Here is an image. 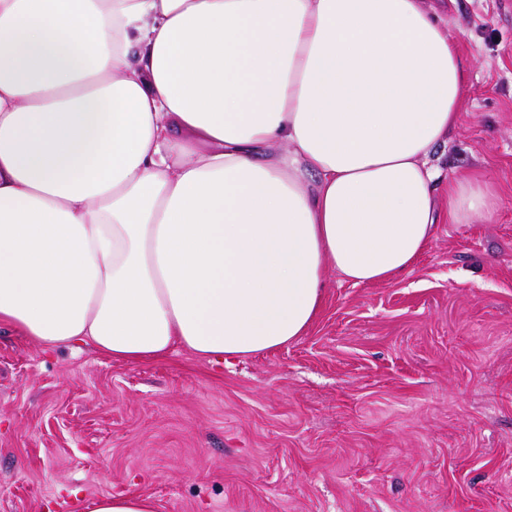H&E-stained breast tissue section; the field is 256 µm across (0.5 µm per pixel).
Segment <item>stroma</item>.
Returning a JSON list of instances; mask_svg holds the SVG:
<instances>
[{
  "instance_id": "stroma-1",
  "label": "stroma",
  "mask_w": 512,
  "mask_h": 512,
  "mask_svg": "<svg viewBox=\"0 0 512 512\" xmlns=\"http://www.w3.org/2000/svg\"><path fill=\"white\" fill-rule=\"evenodd\" d=\"M468 64L432 158L500 204L371 284L328 272L303 336L217 363L44 349L0 327V512H512V0H426ZM82 507L84 512H156L152 498L137 494L98 496L83 502Z\"/></svg>"
}]
</instances>
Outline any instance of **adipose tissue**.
<instances>
[{
	"label": "adipose tissue",
	"mask_w": 512,
	"mask_h": 512,
	"mask_svg": "<svg viewBox=\"0 0 512 512\" xmlns=\"http://www.w3.org/2000/svg\"><path fill=\"white\" fill-rule=\"evenodd\" d=\"M466 69L420 0H0V325L120 361L288 345L327 271L390 280L497 209L430 163Z\"/></svg>",
	"instance_id": "adipose-tissue-1"
}]
</instances>
